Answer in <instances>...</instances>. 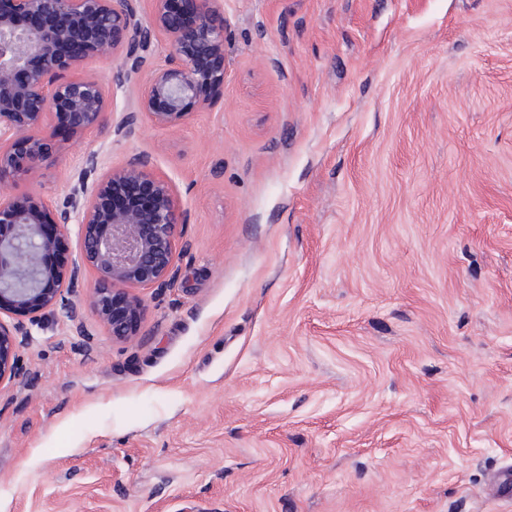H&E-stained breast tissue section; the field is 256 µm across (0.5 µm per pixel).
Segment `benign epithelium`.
Masks as SVG:
<instances>
[{"mask_svg":"<svg viewBox=\"0 0 512 512\" xmlns=\"http://www.w3.org/2000/svg\"><path fill=\"white\" fill-rule=\"evenodd\" d=\"M150 10L143 11V2ZM0 9V382L22 375L21 349L48 310L61 309L82 328L69 302L83 272L94 280L88 307L112 336L134 335L144 312L132 288H161L174 272L184 224L175 192L134 157L103 172L90 149L64 204L52 210L19 190L52 150L58 130L109 140L144 117L161 130L181 127L210 109L224 87V0H7ZM165 43L164 63L153 61ZM110 61L121 88L148 72L135 106L113 122L104 86L72 73L90 61ZM76 231H71V227ZM76 235L77 258L50 267L42 257Z\"/></svg>","mask_w":512,"mask_h":512,"instance_id":"benign-epithelium-1","label":"benign epithelium"}]
</instances>
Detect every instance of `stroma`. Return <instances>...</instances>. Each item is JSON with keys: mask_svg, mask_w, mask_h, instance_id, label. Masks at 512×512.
<instances>
[{"mask_svg": "<svg viewBox=\"0 0 512 512\" xmlns=\"http://www.w3.org/2000/svg\"><path fill=\"white\" fill-rule=\"evenodd\" d=\"M185 126L59 134L176 191L124 340L45 314L0 384V512H512V0H224Z\"/></svg>", "mask_w": 512, "mask_h": 512, "instance_id": "1", "label": "stroma"}]
</instances>
